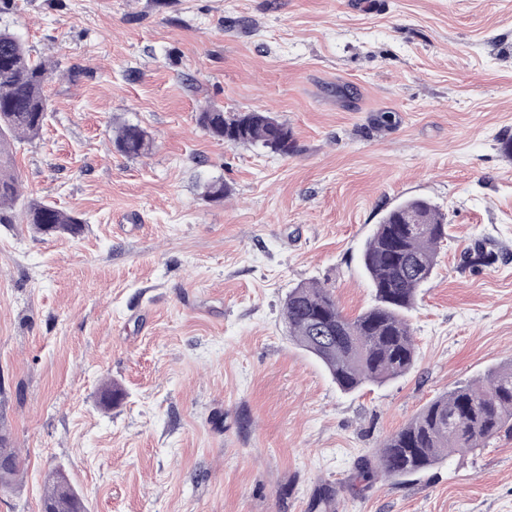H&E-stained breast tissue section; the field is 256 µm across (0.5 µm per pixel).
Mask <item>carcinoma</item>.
<instances>
[{"label": "carcinoma", "instance_id": "cac0c4a2", "mask_svg": "<svg viewBox=\"0 0 512 512\" xmlns=\"http://www.w3.org/2000/svg\"><path fill=\"white\" fill-rule=\"evenodd\" d=\"M53 69L31 59L24 44L0 29V224L23 216L43 236H75L83 221L49 202L28 200L19 191L17 145L42 130L50 112L44 94ZM197 123L227 146L260 144L286 156L294 150L292 130L264 110L226 113L208 107ZM114 146L122 155L138 158L151 151L148 133L137 124L123 125ZM230 194L222 180L205 187V195L221 201ZM448 238L445 214L431 201L408 199L388 211L361 255V264L374 295V304L356 316L340 308L333 289L300 284L283 303L288 333L319 361L345 393L366 384L396 379L415 364L416 344L408 313L420 289L437 265V248ZM124 389L107 382L100 404L110 407L125 398ZM512 433V362L426 405L376 451L374 461L358 467L359 479L369 482L382 474L392 478L416 475L442 462L457 449L485 447L501 432ZM21 472L17 449L9 434L0 432V493L13 489ZM41 512H87L84 498L70 494L53 471L45 480Z\"/></svg>", "mask_w": 512, "mask_h": 512}]
</instances>
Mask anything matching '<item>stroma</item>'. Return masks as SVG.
Returning a JSON list of instances; mask_svg holds the SVG:
<instances>
[{"label":"stroma","mask_w":512,"mask_h":512,"mask_svg":"<svg viewBox=\"0 0 512 512\" xmlns=\"http://www.w3.org/2000/svg\"><path fill=\"white\" fill-rule=\"evenodd\" d=\"M11 0L0 27L56 65L17 149L25 197L77 236L0 224V512L65 470L89 512H512V435L407 478L359 461L430 401L512 362V0ZM259 107L281 156L196 116ZM393 113L380 126V113ZM134 123L150 154L112 143ZM231 194L204 195L213 179ZM423 197L448 239L409 319L417 360L353 393L288 336L300 284L372 302L360 254ZM482 244L497 255L473 265ZM126 392L105 410L106 382ZM21 472V460L17 448H11L9 434L0 432V493L13 489Z\"/></svg>","instance_id":"1"}]
</instances>
